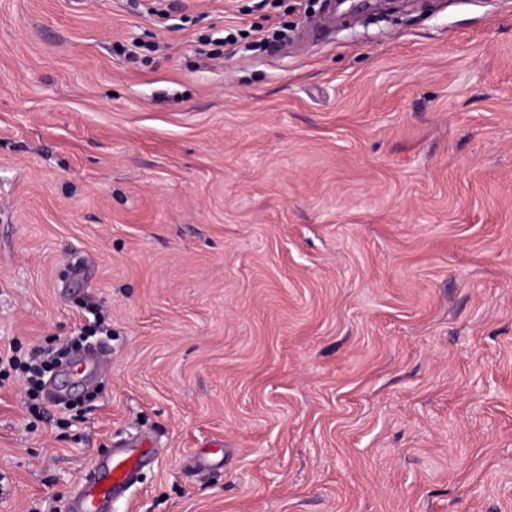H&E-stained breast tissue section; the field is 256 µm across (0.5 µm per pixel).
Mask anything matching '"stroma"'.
<instances>
[{"instance_id":"stroma-1","label":"stroma","mask_w":512,"mask_h":512,"mask_svg":"<svg viewBox=\"0 0 512 512\" xmlns=\"http://www.w3.org/2000/svg\"><path fill=\"white\" fill-rule=\"evenodd\" d=\"M173 2L0 0V352L112 350L0 382V512L140 433L112 512H512V0ZM109 355V350L104 346L84 351L69 365L71 373L79 379L90 380L99 370L102 362Z\"/></svg>"}]
</instances>
